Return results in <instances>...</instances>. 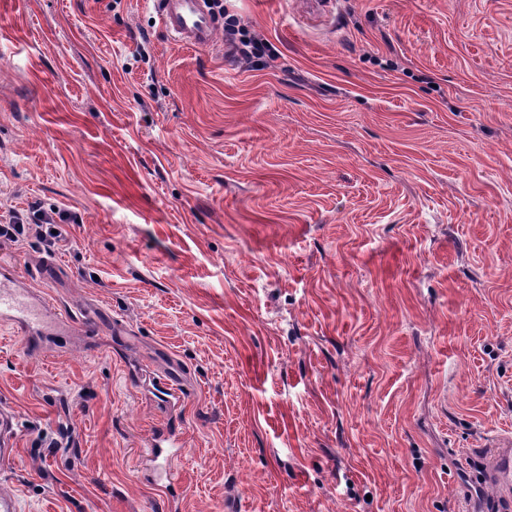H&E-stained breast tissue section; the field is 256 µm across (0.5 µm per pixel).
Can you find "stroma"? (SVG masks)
Returning a JSON list of instances; mask_svg holds the SVG:
<instances>
[{"instance_id": "1", "label": "stroma", "mask_w": 512, "mask_h": 512, "mask_svg": "<svg viewBox=\"0 0 512 512\" xmlns=\"http://www.w3.org/2000/svg\"><path fill=\"white\" fill-rule=\"evenodd\" d=\"M0 0V259L90 331L0 324L18 512H458L512 433V0ZM176 432L171 480L150 438ZM144 3L156 14L161 32L185 46L210 48L223 27L208 0H146ZM213 4L224 15V36L233 48L234 53L239 59L249 60L251 63L261 65L264 68L267 63L264 61L267 55V42L265 40L251 36L246 29V25L241 23L240 18L235 14H230L224 8L223 0H213ZM43 217L34 224H24L23 215L20 212L12 209L2 212L1 204L0 241L18 243L34 239L40 243L55 245L56 242L63 240L64 235L59 225L52 224L53 220ZM52 230H56L57 234L52 233Z\"/></svg>"}]
</instances>
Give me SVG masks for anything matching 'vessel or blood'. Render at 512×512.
<instances>
[{
	"mask_svg": "<svg viewBox=\"0 0 512 512\" xmlns=\"http://www.w3.org/2000/svg\"><path fill=\"white\" fill-rule=\"evenodd\" d=\"M157 16L159 27L170 39L197 49L210 48L221 28L212 12L209 0H145ZM14 267L0 264V321L9 324L16 335H43L51 303L42 300L40 306L8 294L9 283L16 281ZM497 489L489 512H512V447L502 446L490 463Z\"/></svg>",
	"mask_w": 512,
	"mask_h": 512,
	"instance_id": "vessel-or-blood-1",
	"label": "vessel or blood"
}]
</instances>
